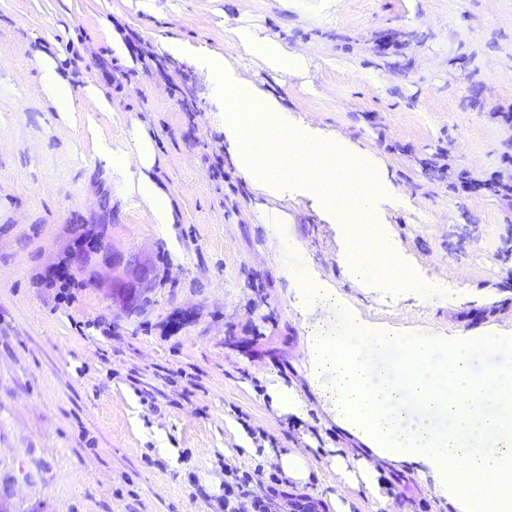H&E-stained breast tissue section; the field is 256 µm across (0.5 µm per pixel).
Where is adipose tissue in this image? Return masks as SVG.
<instances>
[{
    "label": "adipose tissue",
    "instance_id": "obj_1",
    "mask_svg": "<svg viewBox=\"0 0 512 512\" xmlns=\"http://www.w3.org/2000/svg\"><path fill=\"white\" fill-rule=\"evenodd\" d=\"M231 33L245 53L272 71L288 73L301 65L276 41L250 28L235 27ZM40 64L44 90L60 115L75 112L79 97L93 101L100 111H111L110 100L96 85L73 93L51 58L41 56ZM98 156L106 165L125 169L127 195L149 212L152 223H174L169 195L150 174L156 156L145 131H133L127 150L104 145ZM321 303L336 308L345 300L312 271L294 288L292 304L306 317ZM306 345L309 388L336 426L359 444L358 469L349 470L337 456L332 475L374 493L377 464L410 470L430 482L454 512H476L472 499L448 476L449 466L456 465L499 486L493 512H512V341L489 336L405 341L351 312L334 329L310 327ZM488 345L498 360L491 374L479 378L471 369V356ZM389 348L401 353V363L383 357ZM440 349L446 351L445 359H437Z\"/></svg>",
    "mask_w": 512,
    "mask_h": 512
}]
</instances>
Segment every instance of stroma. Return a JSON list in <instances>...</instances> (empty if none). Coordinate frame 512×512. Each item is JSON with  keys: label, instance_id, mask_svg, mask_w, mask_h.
Here are the masks:
<instances>
[{"label": "stroma", "instance_id": "1", "mask_svg": "<svg viewBox=\"0 0 512 512\" xmlns=\"http://www.w3.org/2000/svg\"><path fill=\"white\" fill-rule=\"evenodd\" d=\"M238 25L304 69L269 71L227 37ZM114 32L156 67L122 64ZM201 52L274 93L288 126L382 165L401 203L373 214L386 227L378 244L400 254L416 298L381 275L359 288L343 225L308 196L267 195L242 177ZM43 54L72 90L97 85L113 111L84 99L62 120ZM501 105L512 106V0H0V512H224L225 465L266 484L275 469L264 447L308 459L306 482L287 491L327 512L324 458L357 442L303 377L308 329L289 290L314 269L398 336H457L476 314L480 333L512 336V206L421 165L447 147L465 176L512 177ZM137 122L175 223H151L98 158L100 144L124 148ZM217 157L221 181L209 171ZM280 237L300 250L281 257ZM60 266L74 285L67 305L44 281ZM273 379L301 394L304 417L272 404ZM390 478L385 505L335 492L350 512H416L423 501L453 512L413 473Z\"/></svg>", "mask_w": 512, "mask_h": 512}]
</instances>
